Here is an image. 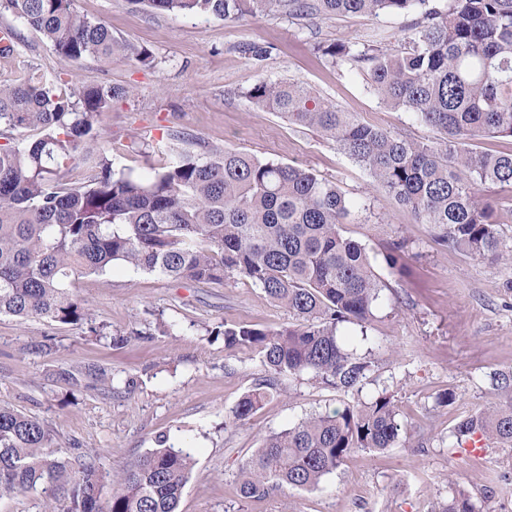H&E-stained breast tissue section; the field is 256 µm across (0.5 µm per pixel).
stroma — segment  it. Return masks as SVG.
Masks as SVG:
<instances>
[{"label":"stroma","mask_w":512,"mask_h":512,"mask_svg":"<svg viewBox=\"0 0 512 512\" xmlns=\"http://www.w3.org/2000/svg\"><path fill=\"white\" fill-rule=\"evenodd\" d=\"M74 9L105 22L128 45L150 50L153 66L131 55L109 65L93 58L65 61L40 33L2 10L0 32H12L13 50L0 54V83L30 68L61 75L71 85L128 88L129 96L114 100L96 123V147L117 171L142 173L163 167L178 151L202 156L226 147L335 181L353 204L342 233L366 248L383 284L366 326L340 329L348 345L372 358L357 397L393 395L409 439L381 453H353L318 489L242 499L239 467L265 436L357 397L324 388L307 374H287L278 393L246 423L235 421L234 407L266 372L257 352L227 350L208 329H278L292 315L234 275L220 285H187L120 263L106 275L76 283L104 337L85 324L0 316V406L44 420L57 434L62 456L95 453L107 471L168 436L195 460L179 512H430L456 483L490 512H512V448L494 444L475 457L455 450L450 437L459 420L496 402L491 375L512 371V263L442 247L431 225L416 223L404 206L377 190L367 170L332 140L243 97L258 78L288 80L364 121L419 140L433 138L413 114L387 109L362 74L337 69L315 51L321 43H361L378 34L387 50L400 51L409 17L305 24L279 12L204 19L153 12L129 0H74ZM249 44L265 47L266 55L252 56L245 50ZM395 243L404 246L402 273L383 260ZM135 330L141 338H132ZM119 335L129 337V344L112 347L110 337ZM85 365L133 377L137 386L104 394L55 377L59 367ZM449 390L454 403L439 405V395ZM75 476L69 468L47 491L1 499L0 512H43L49 496L56 512H68Z\"/></svg>","instance_id":"1"}]
</instances>
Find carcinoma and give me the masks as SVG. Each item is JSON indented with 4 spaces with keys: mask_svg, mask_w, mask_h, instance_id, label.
<instances>
[{
    "mask_svg": "<svg viewBox=\"0 0 512 512\" xmlns=\"http://www.w3.org/2000/svg\"><path fill=\"white\" fill-rule=\"evenodd\" d=\"M185 16L236 19L288 12L312 21L382 13L412 14L407 46L396 54L369 43L337 40L317 46L332 65L359 71L384 106L430 126L422 142L318 98L308 87L260 79L243 92L254 107L334 141L362 165L376 187L406 206L438 240L474 258L512 263L481 194L486 184L512 187V152L476 148L487 137L512 138V0H129ZM38 31L62 58L103 64L132 49L102 22L80 17L73 0H0ZM59 75L27 72L0 85V315L62 325L92 321L76 295L77 280L123 263L176 282L250 280L296 322L280 329L220 325L224 348L256 351L269 378L233 410L245 421L277 390L285 374L308 373L337 392L362 391L371 358L348 348L342 323H366L382 284L365 248L341 233L352 204L332 180L236 149L204 158L177 153L157 171L115 172L94 151V122L128 90L85 86L66 93ZM39 132L29 140L26 133ZM90 163L79 186L60 173L76 155ZM85 376L105 391L114 376L90 366ZM504 403L460 420L462 446L478 435L512 447V373L491 378ZM404 437L392 395L358 400L269 434L239 468L243 499L275 491L314 490L358 450L384 451ZM43 420L0 406V498L49 483L69 461ZM191 454L163 439L122 468L103 470L97 455L79 461L69 512H178L192 470ZM431 512H484L458 486Z\"/></svg>",
    "mask_w": 512,
    "mask_h": 512,
    "instance_id": "cac0c4a2",
    "label": "carcinoma"
}]
</instances>
